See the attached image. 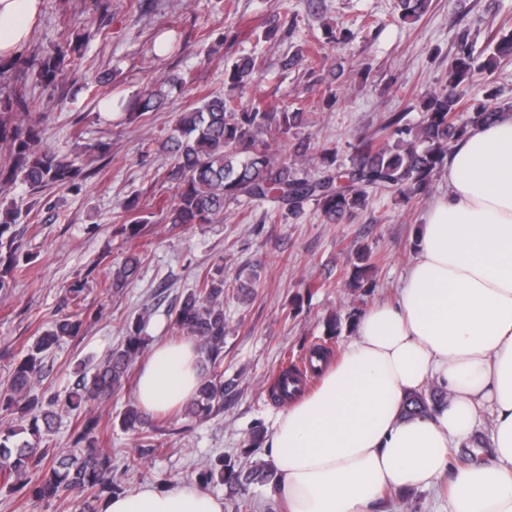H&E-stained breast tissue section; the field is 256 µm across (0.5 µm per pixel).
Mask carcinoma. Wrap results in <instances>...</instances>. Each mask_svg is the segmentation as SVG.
<instances>
[{"label": "carcinoma", "instance_id": "cac0c4a2", "mask_svg": "<svg viewBox=\"0 0 512 512\" xmlns=\"http://www.w3.org/2000/svg\"><path fill=\"white\" fill-rule=\"evenodd\" d=\"M402 17L418 19L429 8V0H399ZM82 58L80 46L65 41L49 53L18 57L5 65L22 77L32 76L45 89L55 87L68 67ZM512 58V33L497 39L493 52L483 61L475 56L468 33L458 38L448 61V76L443 88L422 102L423 117L412 125L400 112L388 114L381 130L384 140H362L352 148L348 163L337 160L336 147H311L310 137H302L293 154L280 156L271 143L304 124L305 112H275L253 101L244 106L231 94H207L179 113L175 125L163 142L173 155L182 175L168 210V223L213 224L224 216V206L245 198L270 201L288 217L297 219L305 206L313 202L327 224L340 223L369 203V192L389 189L405 202L425 199L432 181L447 163L448 145L476 124H487L498 110L487 101L469 95L475 75L493 72L501 60ZM260 71L257 57L244 54L225 70L229 88L242 90ZM165 94L153 88L143 91L132 107L143 115L159 109ZM41 103L25 88L0 99V142L8 145L13 164L8 178L21 180L31 191L72 186L82 175L68 156L42 144V130L28 118ZM466 112L469 119H460ZM318 164L324 170L320 178L303 172L306 165ZM123 224L118 230L121 263L112 271L108 287L119 292L137 277L140 258L129 243L144 236V219L137 198L123 206ZM20 212L11 207L0 210V290L10 287L22 254ZM258 274L252 270L237 285L239 299L254 296ZM376 282L367 276V268L356 265L349 278L350 288H373ZM141 320L128 328L121 344L112 349L89 378H81L65 398V405L82 413L73 432L76 453L64 455L40 447L43 436L53 432L57 419V399L43 402L34 393L42 376L46 354L65 337H76L83 326L82 313L56 319L27 349L15 365L9 384L0 389V413L12 417L10 426L0 429V486L10 493L28 495L41 501H53L71 492L84 495L83 512H99V504L116 493L112 483V454L102 447L105 432L101 417L92 404L118 395L129 380L132 365L143 353ZM174 323L185 335L199 341L201 360L199 387L184 406L191 418L208 416L224 403V394L232 386L224 384L218 372L224 360V267L215 266L199 278L197 287L187 291L174 309ZM295 365L282 368L274 377L270 394L278 402L288 400V380H300ZM447 400L439 388L416 391L407 396L403 411L407 415L424 414ZM146 413L131 405L120 415L119 425L140 438L133 466L153 455L160 445L145 429ZM276 479L273 469L254 464L246 469L224 462L219 456L198 474L201 485L219 482L230 488L251 484L267 485Z\"/></svg>", "mask_w": 512, "mask_h": 512}]
</instances>
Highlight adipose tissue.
<instances>
[{
    "instance_id": "obj_1",
    "label": "adipose tissue",
    "mask_w": 512,
    "mask_h": 512,
    "mask_svg": "<svg viewBox=\"0 0 512 512\" xmlns=\"http://www.w3.org/2000/svg\"><path fill=\"white\" fill-rule=\"evenodd\" d=\"M42 0H0V58L28 44ZM320 382L290 398L267 436L287 512H384L391 494L431 489L451 512H512V111L477 126L448 157V189L425 215L394 301L354 325ZM199 381L194 342L161 343L143 365L140 407L185 404ZM446 404L409 418L429 384ZM489 445L465 454L480 425ZM100 512H224L183 483L107 497Z\"/></svg>"
}]
</instances>
